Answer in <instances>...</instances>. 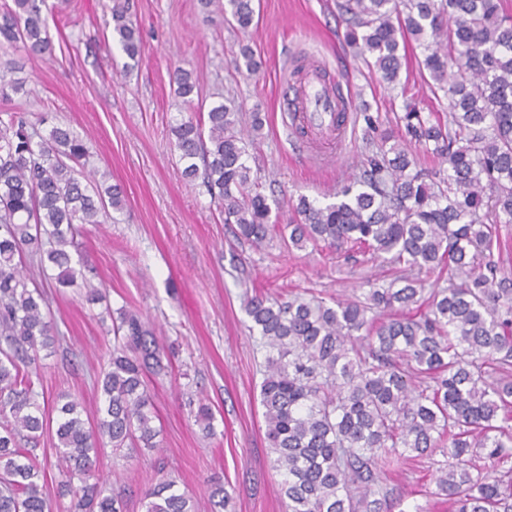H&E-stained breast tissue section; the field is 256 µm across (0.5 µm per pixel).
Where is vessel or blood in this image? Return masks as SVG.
Returning a JSON list of instances; mask_svg holds the SVG:
<instances>
[{"label":"vessel or blood","mask_w":512,"mask_h":512,"mask_svg":"<svg viewBox=\"0 0 512 512\" xmlns=\"http://www.w3.org/2000/svg\"><path fill=\"white\" fill-rule=\"evenodd\" d=\"M347 100L339 99L330 80L318 65L306 66L280 103L288 130L294 138H304L316 147L322 164L341 154L348 123H337V113L347 111Z\"/></svg>","instance_id":"obj_1"}]
</instances>
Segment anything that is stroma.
Returning <instances> with one entry per match:
<instances>
[{"label":"stroma","mask_w":512,"mask_h":512,"mask_svg":"<svg viewBox=\"0 0 512 512\" xmlns=\"http://www.w3.org/2000/svg\"><path fill=\"white\" fill-rule=\"evenodd\" d=\"M115 0H46L56 10L49 24L54 51L42 56L0 45V78L20 79L21 90L0 97V112L27 113L39 134L69 127L90 144L85 171L123 191V208L102 224H88L71 251L106 297L87 302L83 291L56 287L35 260L25 268L43 286L57 342L41 351L40 406L75 400L87 412L102 403L96 385L112 349V323L121 312L139 315L154 330L172 367L151 388L159 446L131 457L100 452L97 476L121 491L125 512H144L150 484L176 476L179 489L210 512L208 489L224 485L229 512H286L282 478L268 448L259 386L265 352L250 329L244 300L262 292L288 300L309 293L343 298L366 280H390L386 264L362 254L346 257L327 247L285 248L279 238L254 245L240 240L201 179H187L173 127L190 115L176 97L175 70L193 74L204 104L226 99L266 121L250 149L249 164L262 192L288 223L289 198L321 202L355 173L370 151L361 121H354L337 165H316L291 141L277 101L302 65L314 62L338 75L357 107L395 124L404 101L444 112L416 65L395 84L353 56L343 43L345 22L336 0H253L255 21L241 30L224 20V0H129L143 53L137 66L113 41ZM249 47L260 69L237 68ZM214 414V429L196 422L199 404ZM434 458L395 467L388 487L392 512H448L433 495Z\"/></svg>","instance_id":"obj_1"}]
</instances>
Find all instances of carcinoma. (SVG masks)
<instances>
[{"label":"carcinoma","mask_w":512,"mask_h":512,"mask_svg":"<svg viewBox=\"0 0 512 512\" xmlns=\"http://www.w3.org/2000/svg\"><path fill=\"white\" fill-rule=\"evenodd\" d=\"M45 0H0V44L31 55L53 45ZM345 41L388 83L401 69L400 45L421 48L419 70L433 95L448 99L445 118L407 102L395 132L363 109L371 154L325 205L291 201L286 247L350 244L371 259L400 266L393 281L367 280L328 305L296 295L261 294L244 303L266 351L259 402L273 467L288 512H388L385 484L395 462L437 453L434 496L452 512H512V467L496 474L474 463L482 451L512 457V272L503 253L512 237V14L505 0H343ZM224 19L246 29L252 0H224ZM112 38L135 61L142 40L130 7H112ZM188 105L197 83L174 74ZM207 121L173 128L183 175L202 176L224 207V223L252 243L276 225L251 176L239 106L209 107ZM418 142L445 167L417 168L407 143ZM90 147L68 128L38 135L22 112L0 113V512H52L37 445L46 426L33 367L57 341L46 293L22 270L26 258L56 270L61 288L102 297L70 247L85 224H103L118 208V188L84 185L76 167ZM438 272L442 288H424ZM100 390L102 406L83 417L80 404L57 408V458L71 496L58 512H123V498L97 481L101 447L114 453L157 447L149 384L166 373L152 329L122 313ZM211 512H226L222 485L210 487ZM145 512H195L194 497L171 477L144 496Z\"/></svg>","instance_id":"cac0c4a2"}]
</instances>
